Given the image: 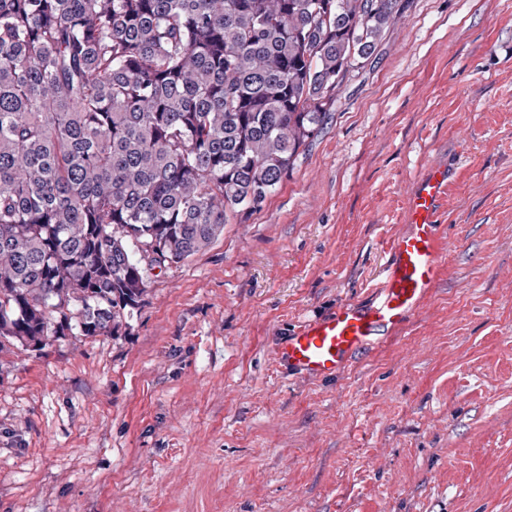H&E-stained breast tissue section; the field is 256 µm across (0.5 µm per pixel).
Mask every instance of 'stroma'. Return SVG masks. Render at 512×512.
Here are the masks:
<instances>
[{"label": "stroma", "instance_id": "35a3bbf8", "mask_svg": "<svg viewBox=\"0 0 512 512\" xmlns=\"http://www.w3.org/2000/svg\"><path fill=\"white\" fill-rule=\"evenodd\" d=\"M436 160L420 313L338 377L283 375V336L370 297ZM0 512H512V0H411L288 178L118 332L1 351Z\"/></svg>", "mask_w": 512, "mask_h": 512}]
</instances>
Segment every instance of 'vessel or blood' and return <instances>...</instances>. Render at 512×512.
Wrapping results in <instances>:
<instances>
[{"mask_svg":"<svg viewBox=\"0 0 512 512\" xmlns=\"http://www.w3.org/2000/svg\"><path fill=\"white\" fill-rule=\"evenodd\" d=\"M451 196L448 166L435 161L406 195V229L389 240V259L368 304L346 303L302 323L275 347L281 369L305 378H327L345 369L353 355L381 336L404 329L435 288L446 266L442 216Z\"/></svg>","mask_w":512,"mask_h":512,"instance_id":"vessel-or-blood-1","label":"vessel or blood"}]
</instances>
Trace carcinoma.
<instances>
[{
    "mask_svg": "<svg viewBox=\"0 0 512 512\" xmlns=\"http://www.w3.org/2000/svg\"><path fill=\"white\" fill-rule=\"evenodd\" d=\"M409 0H0V351L115 332L305 154Z\"/></svg>",
    "mask_w": 512,
    "mask_h": 512,
    "instance_id": "carcinoma-1",
    "label": "carcinoma"
}]
</instances>
